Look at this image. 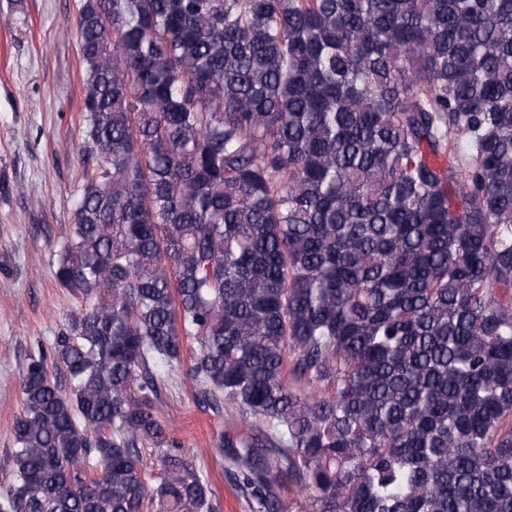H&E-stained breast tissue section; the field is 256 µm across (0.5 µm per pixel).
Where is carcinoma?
<instances>
[{"label":"carcinoma","instance_id":"carcinoma-1","mask_svg":"<svg viewBox=\"0 0 512 512\" xmlns=\"http://www.w3.org/2000/svg\"><path fill=\"white\" fill-rule=\"evenodd\" d=\"M83 175L0 512H512V0H83ZM150 448L160 464L152 480ZM189 365L190 353L185 346L180 365L159 367L158 374L165 384L160 416L169 424L180 453L203 470L220 501V512H250L242 491L225 472L224 456L216 446V434L224 429V420L198 405L194 383L187 375Z\"/></svg>","mask_w":512,"mask_h":512}]
</instances>
